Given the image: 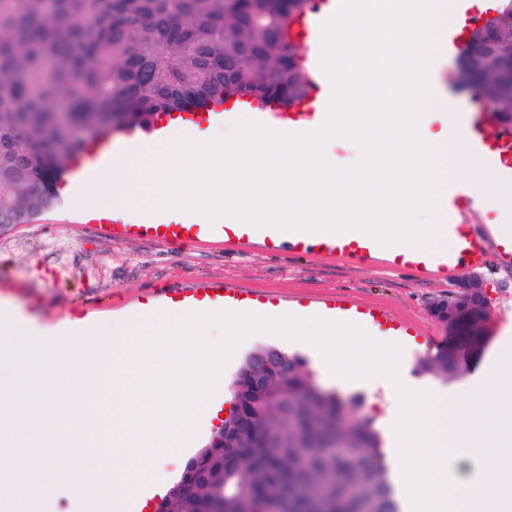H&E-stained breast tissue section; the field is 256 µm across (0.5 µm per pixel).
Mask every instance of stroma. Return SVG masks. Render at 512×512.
I'll return each instance as SVG.
<instances>
[{
	"mask_svg": "<svg viewBox=\"0 0 512 512\" xmlns=\"http://www.w3.org/2000/svg\"><path fill=\"white\" fill-rule=\"evenodd\" d=\"M490 296L489 319L481 343L466 347L444 340L449 329L430 312L431 303L454 291L470 277L467 269L451 276L424 278L379 262H322L289 253L228 254L217 244L167 245L147 240L114 239L70 220L63 197L24 224L0 225V300L40 328H60L65 321L118 319L130 315L142 300L206 280H224L273 294L294 303L323 301L337 295L385 309L410 327L401 337L406 350L405 373L410 384H434L419 367L422 359L448 351L459 363V374L477 368L485 352L512 322V264L489 262L479 269ZM300 356L314 383L347 398L360 396L358 416L382 429L390 403L381 386L351 382L335 385L323 380L308 351L290 348Z\"/></svg>",
	"mask_w": 512,
	"mask_h": 512,
	"instance_id": "obj_1",
	"label": "stroma"
}]
</instances>
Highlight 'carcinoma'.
I'll use <instances>...</instances> for the list:
<instances>
[{
    "mask_svg": "<svg viewBox=\"0 0 512 512\" xmlns=\"http://www.w3.org/2000/svg\"><path fill=\"white\" fill-rule=\"evenodd\" d=\"M291 14L255 12L250 0H0V224H25L49 207L71 155L61 145L93 119L110 133L231 101L293 106L306 69L289 39ZM474 98L503 129L512 102ZM288 379L236 431L247 452L224 455V512H400L368 419L356 401L320 390L287 355ZM443 381L448 355L420 363ZM362 473L361 497L347 495Z\"/></svg>",
    "mask_w": 512,
    "mask_h": 512,
    "instance_id": "obj_1",
    "label": "carcinoma"
}]
</instances>
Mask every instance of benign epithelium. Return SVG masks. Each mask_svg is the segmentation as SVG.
Instances as JSON below:
<instances>
[{
  "label": "benign epithelium",
  "mask_w": 512,
  "mask_h": 512,
  "mask_svg": "<svg viewBox=\"0 0 512 512\" xmlns=\"http://www.w3.org/2000/svg\"><path fill=\"white\" fill-rule=\"evenodd\" d=\"M477 40L483 43L482 51L459 62L460 75L467 70L487 73L486 99L490 102L509 93L512 95V24L483 28ZM434 314L449 325L462 331L470 343L477 342L484 333L489 312V293L484 280L472 276L458 285L457 291L446 299L434 303ZM275 375L282 380L288 378V359L272 350L257 352L253 368L248 375V384L265 396L269 392V377ZM236 425L231 423L226 434L219 435L212 446L202 449L193 457L183 474L167 493V499L157 503L155 512H173L170 505L180 502L183 512H217L202 494L204 487H219L224 484V446L231 443Z\"/></svg>",
  "instance_id": "7a95c632"
}]
</instances>
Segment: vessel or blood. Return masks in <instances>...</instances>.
<instances>
[{
  "mask_svg": "<svg viewBox=\"0 0 512 512\" xmlns=\"http://www.w3.org/2000/svg\"><path fill=\"white\" fill-rule=\"evenodd\" d=\"M449 26L444 42L448 53H456L462 47V34L456 21L470 18L475 8L470 0H445ZM340 0H313L310 11L293 28L295 35L317 59L321 55V26L339 8ZM310 87L305 103L292 111H256L238 108L226 111L194 110L182 113L179 127L169 125L168 118L153 120L144 130L146 139L157 141L177 133L192 136L193 127L207 118L223 121L246 118L271 128L288 131L302 124L321 126L326 119V111L332 93L329 79L317 62L308 70ZM448 124L463 127L467 133L471 153L480 159L498 164L504 176L512 178V136L493 135L488 131L489 114L479 107L471 112H445ZM112 151L111 137H103L82 153L65 172V177L73 186H81L92 178L105 158ZM124 191L120 185L112 187V212L98 217L81 199L73 195L68 207L93 229L111 232L116 238H149L165 244H199L203 242L220 244L230 251L258 249L267 254L288 252L298 257L317 256L326 260L383 261L399 271L428 276L433 270L453 273L463 268L479 269L487 265L491 255L500 259L512 260V233H503L496 253H489L477 225L462 220L463 212L477 208L479 199L464 182L449 181L444 197V207L453 212L454 220L445 227L448 236V251L440 265H433L424 254L407 250H395L381 246L371 236L349 230L336 235L330 232L282 231L272 226L256 227L250 224H233L222 220L213 224H202L194 216H186L181 223L165 224L159 213L144 209L135 213L123 207ZM232 307L238 310L261 314L268 311H281L279 300L255 296L252 290L240 288L222 280H210L179 290L176 294L165 295L156 304H144L134 311L141 318L159 307L167 312H189L199 306ZM310 314L331 319L356 317L366 326L379 324L384 318L383 310L366 308L345 298H336L310 307Z\"/></svg>",
  "mask_w": 512,
  "mask_h": 512,
  "instance_id": "1",
  "label": "vessel or blood"
}]
</instances>
